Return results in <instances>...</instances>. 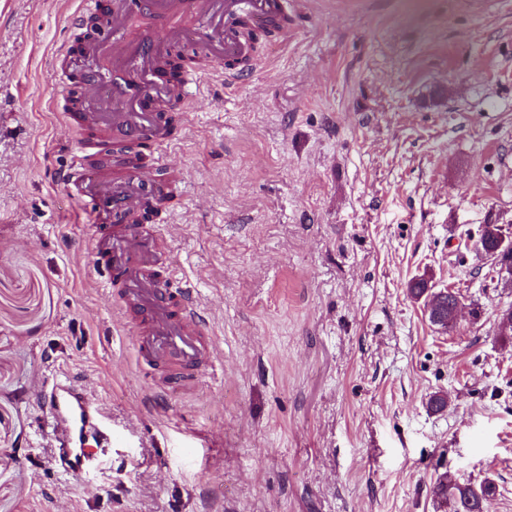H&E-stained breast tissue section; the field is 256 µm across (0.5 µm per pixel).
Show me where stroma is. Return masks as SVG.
Instances as JSON below:
<instances>
[{
    "instance_id": "35a3bbf8",
    "label": "stroma",
    "mask_w": 512,
    "mask_h": 512,
    "mask_svg": "<svg viewBox=\"0 0 512 512\" xmlns=\"http://www.w3.org/2000/svg\"><path fill=\"white\" fill-rule=\"evenodd\" d=\"M80 7L0 0V512H444V472L512 512V288L470 243L512 228V0H293L245 80L201 61L152 227L214 341L178 393L136 365L57 179ZM417 277L458 290L453 327ZM64 371L113 432L77 476L40 399Z\"/></svg>"
}]
</instances>
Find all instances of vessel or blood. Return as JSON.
<instances>
[{
  "instance_id": "b4317fda",
  "label": "vessel or blood",
  "mask_w": 512,
  "mask_h": 512,
  "mask_svg": "<svg viewBox=\"0 0 512 512\" xmlns=\"http://www.w3.org/2000/svg\"><path fill=\"white\" fill-rule=\"evenodd\" d=\"M106 10L112 13V40L98 51L109 57V71L84 81L82 88L89 92L117 79L131 82L133 89L122 93V107L110 117L86 115L91 135L73 149L58 179L89 198L98 214L96 259L117 287L115 303L135 313L130 325L139 366L161 368V391L176 392L193 385L210 366L204 318L192 288L163 276L152 233L128 221L130 213L141 211L144 189L164 194L175 179L162 162L128 172H104L95 164L106 151L134 145L156 149L173 142L170 117L160 101L169 90L163 59L177 42L205 52L222 45L225 77L244 79L247 71L240 62L253 54L254 32L286 14L288 0H84L69 18L71 31L82 30L88 17ZM186 15L195 25L185 31L180 23ZM43 405L65 472L80 474L94 448L111 443V431L103 428L87 390L68 378L55 379L43 394Z\"/></svg>"
}]
</instances>
